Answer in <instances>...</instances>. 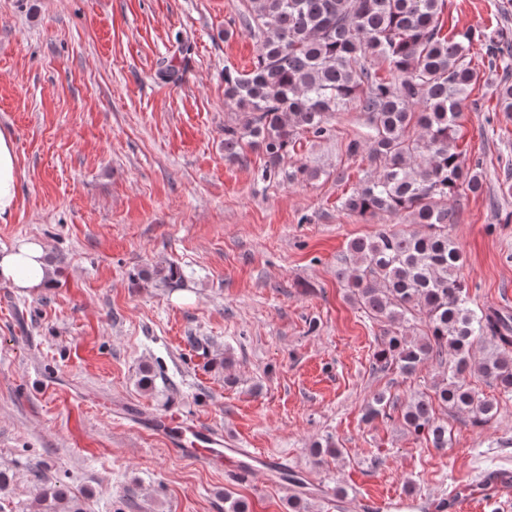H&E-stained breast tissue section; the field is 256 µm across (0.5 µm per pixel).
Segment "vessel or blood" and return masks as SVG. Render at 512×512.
Returning a JSON list of instances; mask_svg holds the SVG:
<instances>
[{
    "instance_id": "vessel-or-blood-1",
    "label": "vessel or blood",
    "mask_w": 512,
    "mask_h": 512,
    "mask_svg": "<svg viewBox=\"0 0 512 512\" xmlns=\"http://www.w3.org/2000/svg\"><path fill=\"white\" fill-rule=\"evenodd\" d=\"M150 427L167 442L173 454L209 466L224 463L232 478L247 480L258 473L268 481L288 477L286 457L272 456L255 448L225 447L224 436L216 429L196 423L189 425L174 415L152 417Z\"/></svg>"
}]
</instances>
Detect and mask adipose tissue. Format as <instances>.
Masks as SVG:
<instances>
[{
    "label": "adipose tissue",
    "instance_id": "obj_1",
    "mask_svg": "<svg viewBox=\"0 0 512 512\" xmlns=\"http://www.w3.org/2000/svg\"><path fill=\"white\" fill-rule=\"evenodd\" d=\"M17 166L13 141L0 134V216L11 213L17 202ZM42 243L23 240L0 251V282L29 294L48 287L53 279L44 260Z\"/></svg>",
    "mask_w": 512,
    "mask_h": 512
}]
</instances>
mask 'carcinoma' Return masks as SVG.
<instances>
[{
	"instance_id": "cac0c4a2",
	"label": "carcinoma",
	"mask_w": 512,
	"mask_h": 512,
	"mask_svg": "<svg viewBox=\"0 0 512 512\" xmlns=\"http://www.w3.org/2000/svg\"><path fill=\"white\" fill-rule=\"evenodd\" d=\"M249 2L260 44L250 71L224 67V157L237 161L248 146L265 156L264 175H276L302 134L325 137L336 113L351 106L363 112L365 136L347 150L365 152L370 173L341 207L358 216L386 213L415 229L383 228L350 241L336 278L368 318L383 324L377 370L411 375L430 361L448 365V377L432 392L412 395L401 414L407 431L446 448L448 421L439 412L485 424L498 410L469 378L512 394V316L470 306L460 247L448 235L458 222L448 198L483 189L479 163L455 145L464 103L480 79L473 46H484L488 63L501 60L497 102L512 112V43L501 32L442 33L446 0ZM382 64L392 78L380 75ZM417 321L425 330L412 336ZM389 405L385 394L375 395L365 418L386 415ZM29 512L85 509L58 482L37 491Z\"/></svg>"
}]
</instances>
